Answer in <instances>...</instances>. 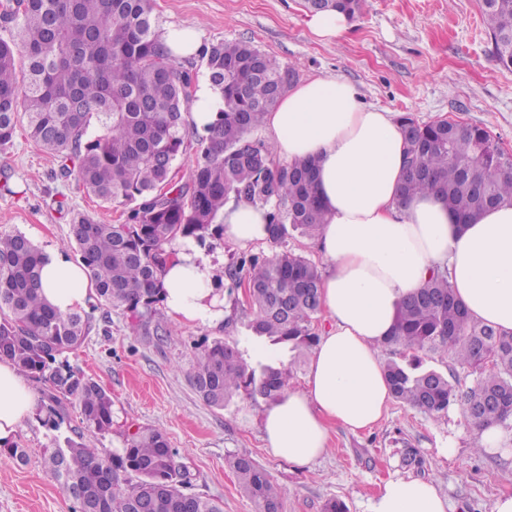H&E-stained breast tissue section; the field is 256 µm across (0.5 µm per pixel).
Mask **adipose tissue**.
<instances>
[{"label": "adipose tissue", "mask_w": 512, "mask_h": 512, "mask_svg": "<svg viewBox=\"0 0 512 512\" xmlns=\"http://www.w3.org/2000/svg\"><path fill=\"white\" fill-rule=\"evenodd\" d=\"M278 158L312 159L328 220L317 248L325 272L322 308L330 326L315 345L303 388L285 391L262 414L266 448L306 465L329 444V426L356 432L375 425L390 399L380 347L404 300L434 270L444 269L470 315L512 331V203L461 222L441 196L400 201L405 150L395 113L362 105L338 76L314 77L282 95L264 117ZM265 208L247 201L224 207V235L242 247L266 241ZM220 266H203L193 241L180 242L162 281L169 316L186 325L224 323ZM41 292L59 311L85 310L92 290L84 266L48 248ZM39 409L15 367L0 361V445ZM370 512H448L435 485L389 480Z\"/></svg>", "instance_id": "obj_1"}]
</instances>
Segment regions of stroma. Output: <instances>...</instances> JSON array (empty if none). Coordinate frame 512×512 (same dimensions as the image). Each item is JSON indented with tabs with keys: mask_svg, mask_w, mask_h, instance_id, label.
I'll return each mask as SVG.
<instances>
[{
	"mask_svg": "<svg viewBox=\"0 0 512 512\" xmlns=\"http://www.w3.org/2000/svg\"><path fill=\"white\" fill-rule=\"evenodd\" d=\"M158 28L192 26L201 46L246 41L283 64L298 80L337 75L352 84L368 107L412 115L422 123L450 118L485 127L512 151V69L495 62L479 0H364L341 43L311 34L301 0H154ZM57 163L25 134L0 145V231L31 234L39 247H65L74 214L116 220L120 208L88 195L76 180L55 179ZM224 302L236 323L211 328L162 315L168 333L133 328L122 311L92 299L93 328L67 356L70 366L101 384L113 401L112 427L86 432L78 405L64 401L49 411L44 386L27 383L41 399L37 416L13 442L26 451L17 460L0 446V512H79V505L44 473V462L66 439L92 448H118L125 433L162 429L189 470L196 493L223 501L224 512H255L229 469L228 456L253 457L274 478L282 512H323L331 499L348 512H369L386 481H431L450 512H491L495 499L512 493V457L475 453V430L460 404L430 416L391 401L369 430L330 428L320 459L300 466L274 456L262 439L265 400L236 396L223 409L205 404L189 373L205 340L234 338L248 358L256 347L243 327L242 289L224 280Z\"/></svg>",
	"mask_w": 512,
	"mask_h": 512,
	"instance_id": "1",
	"label": "stroma"
}]
</instances>
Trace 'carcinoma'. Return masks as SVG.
<instances>
[{
  "mask_svg": "<svg viewBox=\"0 0 512 512\" xmlns=\"http://www.w3.org/2000/svg\"><path fill=\"white\" fill-rule=\"evenodd\" d=\"M490 35V54L512 68V0H480ZM311 12L336 11L353 19L361 0H320ZM16 21L0 40V145L17 128L57 158L55 176L74 177L87 193L123 207L121 222H96L77 213L67 247L86 267L101 302L148 324L163 303L167 246L224 236L221 218L229 200L267 208L268 240L281 245L295 233L314 237L327 222L311 160L279 164L271 146L249 134L293 81L296 68L282 65L248 42H222L199 52L222 105L205 135L186 180L174 163L190 136L191 71L162 41L153 0H15L4 12ZM100 133L89 134L91 126ZM407 160L399 197L440 193L463 222L512 202V153L484 128L453 119L420 123L400 116ZM42 252L20 232H0V357L41 379L48 401H77L84 428L112 426V397L94 380L64 363L92 330L91 317L60 313L40 292ZM225 276L251 290L245 327L260 346L302 353L317 336L322 312L321 273L306 257L280 251L243 256ZM383 349L392 397L429 415L461 402L471 425L512 424V332L473 320L448 283L435 272L403 304ZM452 356L477 378L458 393L425 357ZM292 365L244 358L236 340L217 339L197 355L190 374L209 406L227 407L246 393L274 401L289 385ZM228 465L255 512H281L277 485L245 454ZM79 512H224L213 498L188 491L190 472L177 461L159 428L127 434L119 452L94 450L71 439L45 461Z\"/></svg>",
  "mask_w": 512,
  "mask_h": 512,
  "instance_id": "obj_1",
  "label": "carcinoma"
}]
</instances>
